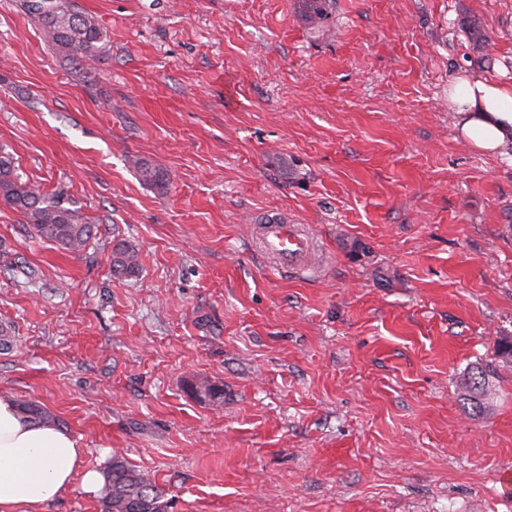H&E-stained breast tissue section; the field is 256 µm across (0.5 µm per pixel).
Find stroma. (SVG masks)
<instances>
[{"label":"stroma","mask_w":512,"mask_h":512,"mask_svg":"<svg viewBox=\"0 0 512 512\" xmlns=\"http://www.w3.org/2000/svg\"><path fill=\"white\" fill-rule=\"evenodd\" d=\"M76 3L110 41L93 87L0 0V146L94 226L72 252L0 206V392L172 512H512V150L448 106L458 74L512 83V0H335L321 26L299 0ZM272 217L318 276L254 252ZM119 243L139 270L117 280ZM478 363L481 414L457 394Z\"/></svg>","instance_id":"1"}]
</instances>
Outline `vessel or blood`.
<instances>
[{
  "label": "vessel or blood",
  "mask_w": 512,
  "mask_h": 512,
  "mask_svg": "<svg viewBox=\"0 0 512 512\" xmlns=\"http://www.w3.org/2000/svg\"><path fill=\"white\" fill-rule=\"evenodd\" d=\"M253 243L273 269L298 277L315 269V242L303 225L268 220L254 225Z\"/></svg>",
  "instance_id": "b4317fda"
}]
</instances>
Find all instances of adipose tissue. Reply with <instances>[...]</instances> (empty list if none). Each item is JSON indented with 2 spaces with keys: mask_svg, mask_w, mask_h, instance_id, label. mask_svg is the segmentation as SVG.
Returning <instances> with one entry per match:
<instances>
[{
  "mask_svg": "<svg viewBox=\"0 0 512 512\" xmlns=\"http://www.w3.org/2000/svg\"><path fill=\"white\" fill-rule=\"evenodd\" d=\"M448 104L472 147L495 152L512 144V83L458 77L448 84ZM77 478L90 494L105 482L102 471L84 467L70 432L30 420L13 397L0 394V512H45Z\"/></svg>",
  "mask_w": 512,
  "mask_h": 512,
  "instance_id": "1",
  "label": "adipose tissue"
}]
</instances>
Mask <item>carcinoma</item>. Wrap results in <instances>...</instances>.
<instances>
[{
    "mask_svg": "<svg viewBox=\"0 0 512 512\" xmlns=\"http://www.w3.org/2000/svg\"><path fill=\"white\" fill-rule=\"evenodd\" d=\"M20 7L36 22L56 55L70 63L102 61L107 56L106 35L98 21L79 10L75 0H22ZM302 15L312 21H327L333 13V0H301ZM473 46L482 49L488 42L480 22L466 19ZM141 180L165 190L169 184L164 173L145 161L136 162ZM0 204L18 211L33 233L61 248L80 251L89 242L93 228L79 208L62 193H47L21 180L14 156L0 148ZM112 275L128 278L138 270L136 252L116 245L111 254ZM496 354L506 367L512 365V336H501ZM461 400L475 412L489 407L494 395L489 370L471 367L460 381ZM106 481L101 491L102 512H132L130 504L150 503V512H169L172 500L145 473L115 454L105 467Z\"/></svg>",
    "mask_w": 512,
    "mask_h": 512,
    "instance_id": "cac0c4a2",
    "label": "carcinoma"
}]
</instances>
